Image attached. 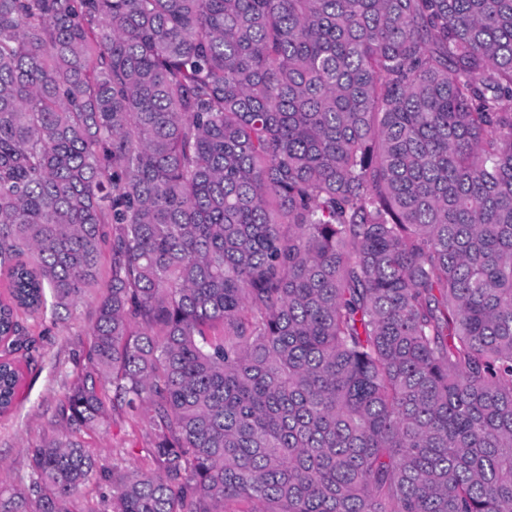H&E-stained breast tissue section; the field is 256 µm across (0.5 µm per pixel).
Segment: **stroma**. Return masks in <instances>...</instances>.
Returning a JSON list of instances; mask_svg holds the SVG:
<instances>
[{
	"label": "stroma",
	"mask_w": 512,
	"mask_h": 512,
	"mask_svg": "<svg viewBox=\"0 0 512 512\" xmlns=\"http://www.w3.org/2000/svg\"><path fill=\"white\" fill-rule=\"evenodd\" d=\"M98 295V290H91L57 319H26L20 341L27 346V353L12 354L0 345V358L13 356L21 372L16 405L11 412L0 415V466L11 484H27L29 470L23 448L52 434L51 416L64 385L85 363ZM87 442L99 470L139 467L143 450L150 443V426L142 418L117 417Z\"/></svg>",
	"instance_id": "1"
}]
</instances>
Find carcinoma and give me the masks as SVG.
<instances>
[{"label":"carcinoma","mask_w":512,"mask_h":512,"mask_svg":"<svg viewBox=\"0 0 512 512\" xmlns=\"http://www.w3.org/2000/svg\"><path fill=\"white\" fill-rule=\"evenodd\" d=\"M107 253L0 512H512V0H0V336ZM150 426L147 420L115 417L91 437H87L98 469L112 471V467L143 466L142 448H150Z\"/></svg>","instance_id":"cac0c4a2"}]
</instances>
